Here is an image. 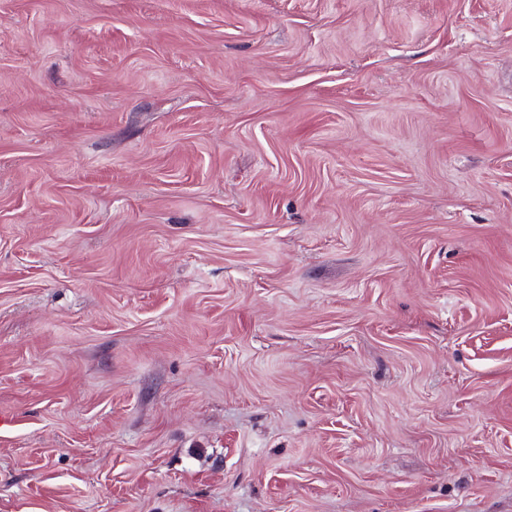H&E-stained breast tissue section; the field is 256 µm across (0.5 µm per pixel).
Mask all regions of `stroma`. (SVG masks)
<instances>
[{
  "label": "stroma",
  "instance_id": "1",
  "mask_svg": "<svg viewBox=\"0 0 512 512\" xmlns=\"http://www.w3.org/2000/svg\"><path fill=\"white\" fill-rule=\"evenodd\" d=\"M0 512H512V0H0Z\"/></svg>",
  "mask_w": 512,
  "mask_h": 512
}]
</instances>
